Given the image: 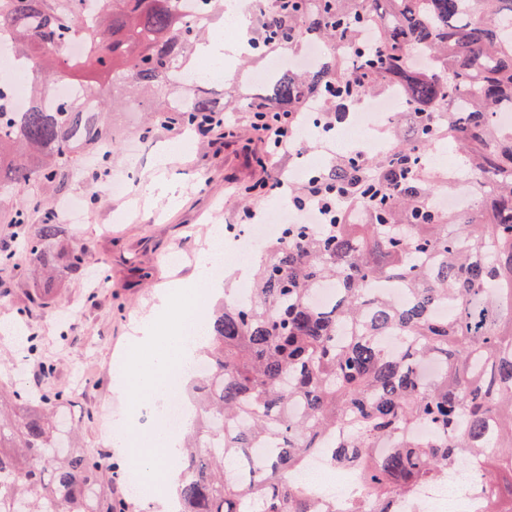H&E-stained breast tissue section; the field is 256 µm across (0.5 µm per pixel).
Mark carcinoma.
I'll use <instances>...</instances> for the list:
<instances>
[{
  "mask_svg": "<svg viewBox=\"0 0 512 512\" xmlns=\"http://www.w3.org/2000/svg\"><path fill=\"white\" fill-rule=\"evenodd\" d=\"M192 22L175 0H0V31L30 70L33 92L15 107L0 87V195L31 183L54 185L88 150L107 166L114 148L103 120L110 94L167 88L186 67L223 0H195ZM277 0L258 4L261 53L307 39L341 44L309 78L270 76L271 107L321 97L336 107L395 88L417 142L377 162L387 183L357 197L371 223L285 224L260 250L256 287L211 310L197 354L207 377L184 381L193 419L176 449L175 512H336L292 480L324 454L354 472L349 512H395V501L448 478L471 461L489 491L480 512H512L498 475L512 476V0H295L277 29ZM77 39L71 60L58 45ZM363 71L353 84L349 72ZM90 68L110 89L77 86L96 110L42 101L46 78ZM181 104L166 95L155 120L188 126L221 108L187 81ZM451 136L478 179L491 181L478 216L432 211L416 152ZM32 262L51 278L83 274L85 243L63 244L65 227L47 211L30 223L22 207L5 220ZM336 285L321 304L324 283ZM400 288L397 304L379 287ZM382 336L400 340L389 350ZM63 392L39 399L0 390V512H116L104 456L77 443ZM427 425L438 435L416 438ZM388 442L385 457L375 449ZM266 454L255 466L252 453Z\"/></svg>",
  "mask_w": 512,
  "mask_h": 512,
  "instance_id": "carcinoma-1",
  "label": "carcinoma"
}]
</instances>
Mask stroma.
<instances>
[{
  "mask_svg": "<svg viewBox=\"0 0 512 512\" xmlns=\"http://www.w3.org/2000/svg\"><path fill=\"white\" fill-rule=\"evenodd\" d=\"M268 64L265 57L236 58L226 64L227 81L210 82L207 91L217 99L235 93L252 100L258 94L252 78ZM149 104L145 95L137 104L108 112L107 122L119 146L110 166L117 173L136 165L150 186L163 175L176 178L182 190L176 203L150 194L128 203L112 195L105 184L90 182L81 165L68 167L56 188L32 185L21 195L0 197V216L22 197L34 223L46 207H57L64 199L76 196L85 202V220L73 225V234L90 246L92 270L111 269L112 285L93 290L86 280L64 276L47 287L28 262L1 279L0 329L17 327L25 335L38 333L40 340L35 353L21 363L20 342L0 332V384L69 393V415L81 427L84 446L103 453L113 465L108 490L113 499L124 501L125 512H150V506L132 491L130 460L103 430L107 420L116 431L132 428L129 406L116 385L115 361L133 346L135 325L150 310L156 293L176 280L195 281L198 267L193 258L204 251L212 227L235 231L244 208L258 205L268 210L275 204L274 199L257 202L235 190L259 174L260 143L250 130L247 110L230 112L236 135L218 140L169 125H147ZM301 141L302 156L270 161V169L293 179L302 161L315 163L323 172L348 157L341 148L324 150L315 128H306ZM48 361L56 367L52 380H34V373Z\"/></svg>",
  "mask_w": 512,
  "mask_h": 512,
  "instance_id": "obj_1",
  "label": "stroma"
}]
</instances>
